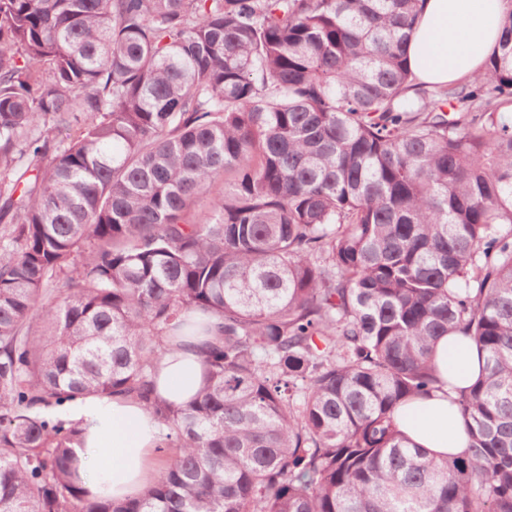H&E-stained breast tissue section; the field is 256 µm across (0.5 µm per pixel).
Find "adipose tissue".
Masks as SVG:
<instances>
[{
	"mask_svg": "<svg viewBox=\"0 0 512 512\" xmlns=\"http://www.w3.org/2000/svg\"><path fill=\"white\" fill-rule=\"evenodd\" d=\"M510 9L512 0H427L409 47L416 79L435 85L473 78ZM202 343V337L185 336L171 346L155 377L158 397L176 407L195 399L204 386ZM479 360L466 337L443 338L437 345V373L458 387H468L477 377ZM61 414L86 429L76 456L90 495L120 500L140 496L150 486L164 461L159 449L164 429L151 410L119 395H88L66 402ZM395 420L429 455H461L468 449L459 407L447 390L409 399Z\"/></svg>",
	"mask_w": 512,
	"mask_h": 512,
	"instance_id": "obj_1",
	"label": "adipose tissue"
}]
</instances>
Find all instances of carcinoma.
<instances>
[{"label":"carcinoma","mask_w":512,"mask_h":512,"mask_svg":"<svg viewBox=\"0 0 512 512\" xmlns=\"http://www.w3.org/2000/svg\"><path fill=\"white\" fill-rule=\"evenodd\" d=\"M423 3L0 0V512H512V10L428 89ZM457 333L436 459L394 413ZM113 393L171 449L138 498L89 496L56 414ZM207 339L209 336H185L170 347L155 377L158 397L176 407L195 399L204 386L200 346ZM475 347L464 336H456L448 344V336L440 339L435 364L438 376L446 384L424 397L411 398L395 413L399 429L415 445L431 456L462 455L468 449V436L461 424L457 404H452L448 379L456 386L468 387L479 373ZM449 392V394H448Z\"/></svg>","instance_id":"cac0c4a2"}]
</instances>
